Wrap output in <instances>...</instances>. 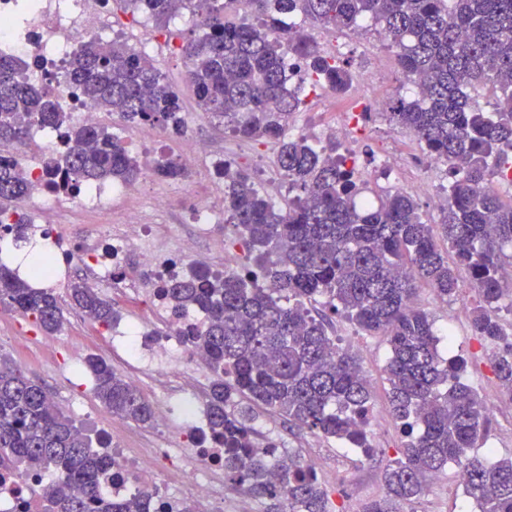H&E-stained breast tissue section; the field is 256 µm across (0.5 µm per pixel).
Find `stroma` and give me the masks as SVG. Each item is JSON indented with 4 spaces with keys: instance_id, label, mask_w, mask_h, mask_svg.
I'll use <instances>...</instances> for the list:
<instances>
[{
    "instance_id": "stroma-1",
    "label": "stroma",
    "mask_w": 512,
    "mask_h": 512,
    "mask_svg": "<svg viewBox=\"0 0 512 512\" xmlns=\"http://www.w3.org/2000/svg\"><path fill=\"white\" fill-rule=\"evenodd\" d=\"M301 28L316 41L334 43L337 60L350 62L354 74L376 69L386 72L388 78L374 87L353 83L343 94L327 88L303 91L300 109L290 120L294 130L322 129L341 118L343 112L349 111L358 100L406 95L396 52L383 44L378 26L368 25L362 40L356 39L352 32L328 29L306 18L302 19ZM156 65L167 81L180 91L191 130L207 139L217 155L232 146H240L243 155L237 161L238 168L249 173L255 181H262L263 170L270 163L267 141H239L225 128L223 118L198 108L186 85L185 60L177 49L165 47ZM340 149L353 155L361 182L366 183L373 194L382 196L396 187H403L418 203L423 220L432 225L439 224L441 211L433 199L446 196L447 171L422 150L412 134L390 124L385 114L374 112L352 139L341 144ZM388 151L399 156L404 184L378 174L380 159ZM129 215L147 224L154 239L166 245L171 256H178L179 244L189 229L188 217L179 206H172L160 216L143 201L118 203L114 220ZM128 276L140 280V288H129L104 279L98 289L118 311L116 327L123 329V336L113 335V329L91 323L73 308L69 284L62 281L55 285L65 317L58 333L45 334L33 317L0 307V358L19 366L26 375L41 383L57 407L81 423L91 436L114 437L122 441L132 455L139 456L147 448L183 447L182 426H173L167 434L158 435L152 426L112 415L98 401L90 377L81 370L85 356L95 353L106 358L118 375L125 378L138 375V389L157 413L183 395L185 387L179 375L152 371L127 348L128 342L138 339L142 332L164 329L167 322L158 310L145 304L144 295L151 292L152 285L144 281L142 271L130 268ZM417 299L421 308L433 317L441 337L450 338L453 354L469 359L464 382L482 396L497 392V381L485 351L470 334L471 310L477 301L475 292L466 289L456 299L444 302L431 288L424 286L419 289ZM332 330L341 346L357 354L371 380L374 400L369 430L377 455L367 460L320 434L289 430L280 417L260 408L254 411L255 423L263 435L281 438L285 449L297 453L302 459H321L318 477L329 495L333 512H358L362 503L381 494L384 468L395 458L400 446V435L387 401L384 368L389 349L385 337L358 333L342 317H334ZM458 473V466L451 464L433 475L428 491L415 502L405 505L403 512H472L474 504L464 495Z\"/></svg>"
}]
</instances>
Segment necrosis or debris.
I'll use <instances>...</instances> for the list:
<instances>
[{
    "instance_id": "obj_1",
    "label": "necrosis or debris",
    "mask_w": 512,
    "mask_h": 512,
    "mask_svg": "<svg viewBox=\"0 0 512 512\" xmlns=\"http://www.w3.org/2000/svg\"><path fill=\"white\" fill-rule=\"evenodd\" d=\"M111 3L112 0H0V53L26 64L37 63L43 84L65 100L71 121L84 126H110L119 119L117 113L103 112L89 105L79 87L63 77L66 61L78 42L90 41L111 29ZM60 144V138L39 132L33 134L26 145H0V161L20 162L42 182L37 193L27 197L24 208L33 217L35 232L50 240L53 246L58 279L67 278L73 266L79 263L90 269L88 283L93 287L102 275L117 283L124 282L125 271L133 264L155 278L180 269L164 248L147 238L138 223H125L115 235L107 234L101 224L86 235H67L55 220V210L60 203L106 213L113 202L140 195L150 198L154 210L162 213L176 198L188 203L201 236H209L219 222L222 197H198L188 184L172 194L158 193L147 174L131 185L98 183L87 191H52L49 182L61 183L67 179L65 171L49 174L44 170L46 158ZM101 240L108 246L109 260L105 263L95 249ZM176 332L177 326L172 323L165 331L142 337L139 350L142 356H159L173 362L188 389L194 391L199 385L198 374L203 361L189 346L179 342ZM175 419L181 420L189 436L190 446L185 454L158 448L149 458L142 459L131 456L126 449L113 447L112 481L108 486L112 496L122 497L148 488L154 493V512H183L182 497L171 494L156 480L160 469L170 467L180 472L188 494L202 503L210 504L222 498V491L198 478L196 473L200 467H221L222 449L208 435L207 422L194 400L183 399L178 415L159 414L156 433L168 432ZM187 457L192 458V466H184L183 460ZM48 480V474L37 470L20 477L0 471V512H46L42 489Z\"/></svg>"
}]
</instances>
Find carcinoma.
I'll return each mask as SVG.
<instances>
[{
  "label": "carcinoma",
  "instance_id": "obj_1",
  "mask_svg": "<svg viewBox=\"0 0 512 512\" xmlns=\"http://www.w3.org/2000/svg\"><path fill=\"white\" fill-rule=\"evenodd\" d=\"M143 12L165 42H179L186 80L197 105L219 114L241 140H272L277 165L295 196L282 209L247 173L224 168V223L255 254V268L215 272L196 267L156 283L171 312L204 314V326L179 335L203 355L211 370L206 418L210 435L224 448V478L256 498L273 501V512H330L329 498L314 468L282 450L254 447L256 429L243 398L280 416L292 428L336 440L366 459L377 454L370 439L371 386L352 353L338 347L328 316L308 307L322 297L333 314L370 336L387 337L385 367L392 415L402 435L397 456L385 470L386 492L359 512H400L417 500L427 475L454 463L464 474L465 496L479 512H512V456L489 448L491 420L479 394L461 382L468 361L441 354L434 321L414 306L419 284L437 298H455L469 274L478 295L472 336L482 346H502L493 355L499 387L512 398V334L502 310L512 313V281L503 270L512 261V198L493 184L512 179V0H244L252 16L226 18L218 0H196L197 33L174 34L168 21L186 0H114ZM300 14L322 25L365 30L378 24L396 49L400 74L413 85L409 96L389 99L391 123L410 130L419 144L447 167L448 204L440 237L423 221L418 204L395 190L361 202L365 184L351 157L318 147L307 136L286 133L302 104L305 85L345 92L354 81L348 66L323 55L293 33L283 16ZM66 77L77 82L89 104L117 110L134 128L141 122L183 133L182 99L142 53L113 42L91 41L71 55ZM497 92L487 112L471 95L479 87ZM22 114L55 126L58 101L30 82L27 66L0 56V141L25 139ZM70 180L67 192L101 181H136L141 168L107 128L70 125L58 157ZM154 174L178 180L185 170L162 160ZM34 189L19 162L0 163V223L18 216L15 203ZM71 298L92 322L109 328L118 313L112 301L82 281ZM0 303L33 316L47 333L58 331L63 311L52 288H36L8 259H0ZM97 399L112 414L149 423L151 404L102 357L84 360ZM35 466L51 471L47 512H147L149 494L120 500L106 491L112 453L95 448L74 419L62 413L44 387L0 359V470L19 474Z\"/></svg>",
  "mask_w": 512,
  "mask_h": 512
}]
</instances>
